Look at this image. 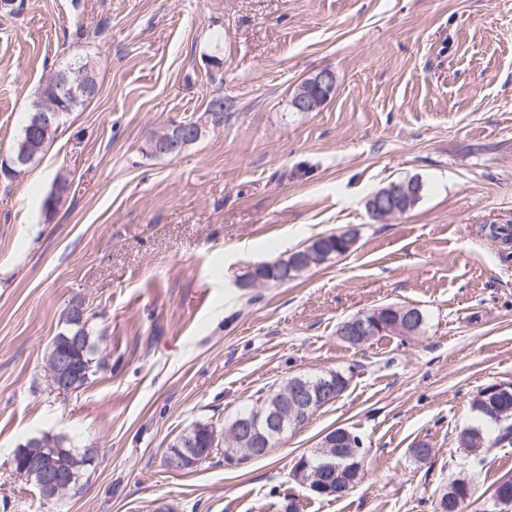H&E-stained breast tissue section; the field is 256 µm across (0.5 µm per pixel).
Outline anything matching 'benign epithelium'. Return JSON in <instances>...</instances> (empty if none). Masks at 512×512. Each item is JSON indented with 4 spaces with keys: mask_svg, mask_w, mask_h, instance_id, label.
Listing matches in <instances>:
<instances>
[{
    "mask_svg": "<svg viewBox=\"0 0 512 512\" xmlns=\"http://www.w3.org/2000/svg\"><path fill=\"white\" fill-rule=\"evenodd\" d=\"M52 83L67 97H86L94 93L83 70L76 66L53 72ZM335 88L334 74L329 69H321L306 79L289 99V107L295 112H317L324 105ZM222 105H216L206 122L192 127H173L160 135L153 136L154 150L173 157L181 154L188 146L201 139L210 128L218 127L222 121ZM32 126L49 132L59 118V111L47 98L36 100L31 107ZM416 194L412 182H392L373 193L367 200V209L372 218L386 221L408 211L411 199ZM422 314L417 307L402 308L393 324L379 319L372 311L357 314L338 327V336L352 345L369 342V337L381 329L395 336H415L420 334ZM48 373L53 379L52 388L62 395H70L80 380H90V370L80 371L74 361L66 355H55L47 364ZM337 394L336 372L323 373L315 380L304 375H295L288 384L269 398L260 401L247 417L232 420L224 433H212V443L216 448H224V458L229 463L262 457L277 446L288 431H295L310 417L333 404ZM181 450L166 457V464L175 470L192 468L201 462L195 445L194 433L185 431L178 438ZM46 438L37 437L28 441L26 457L29 465L42 474L39 483L41 497L47 502L62 500L79 485L81 475L60 466L53 456L46 453ZM323 453L328 457V466L336 468V459L348 462L347 468L335 471L339 486L322 480L317 473L309 472L303 459H298L292 468V478L299 485L312 492L325 490L338 495L350 490L358 475L354 471L362 465L363 443L346 428H334L321 439Z\"/></svg>",
    "mask_w": 512,
    "mask_h": 512,
    "instance_id": "1",
    "label": "benign epithelium"
}]
</instances>
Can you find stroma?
<instances>
[{
    "instance_id": "obj_1",
    "label": "stroma",
    "mask_w": 512,
    "mask_h": 512,
    "mask_svg": "<svg viewBox=\"0 0 512 512\" xmlns=\"http://www.w3.org/2000/svg\"><path fill=\"white\" fill-rule=\"evenodd\" d=\"M0 13V159L36 91L71 59L99 92L60 123L41 159L0 182V512H433L474 478L473 506L512 476V446H458L472 402L512 382V255L482 224H512V0H15ZM220 66H213V59ZM330 68L317 112H292ZM224 100V126L179 157H143L154 130ZM69 189L42 203L58 173ZM419 179V203L373 222L367 198ZM339 229L354 247L278 285L237 282ZM83 300L108 366L69 396L44 354ZM419 307L425 330L352 346L340 322ZM351 371L333 405L267 455L223 449L175 471L172 442L223 426L286 378ZM336 427L369 448L361 482L316 499L289 473ZM49 433L94 449L57 504L13 471ZM434 450L426 462L408 450ZM334 78L333 72L329 69L316 71L289 99V107L294 112L319 111L335 88Z\"/></svg>"
}]
</instances>
